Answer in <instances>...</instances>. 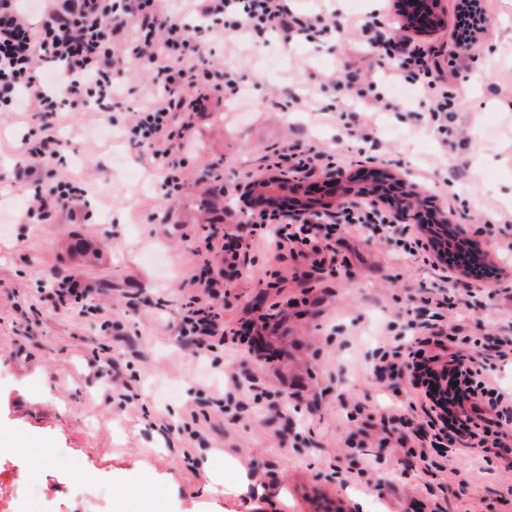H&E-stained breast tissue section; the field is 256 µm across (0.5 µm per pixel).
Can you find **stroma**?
<instances>
[{"label": "stroma", "mask_w": 512, "mask_h": 512, "mask_svg": "<svg viewBox=\"0 0 512 512\" xmlns=\"http://www.w3.org/2000/svg\"><path fill=\"white\" fill-rule=\"evenodd\" d=\"M298 15L403 19L395 0H286ZM489 33L456 61L448 90L453 147L424 119L419 99H394L376 66L370 32H342L284 46L271 35L211 38L215 75L238 81L214 96L170 159L182 186L128 132L145 107L152 71L125 64L123 107L75 112L56 168L89 190L90 206L46 221L29 216L12 185L24 174L20 145L35 123L0 112V512H83L79 493L98 485L93 512H248L244 500L207 493L206 457L229 451L287 504L262 512H512V470L494 456L454 451L423 463L382 428L360 433L354 406L377 409L413 396L374 373L379 338L428 319L427 291L447 296L442 323L468 352L496 360L512 339V0H491ZM369 87L354 105L342 84ZM309 97L313 107L297 99ZM317 144L337 169L368 166L408 179L426 208L456 207L455 224L503 276L475 296L454 272L398 252L364 229L342 230L331 250L277 252L254 243L224 274V325L257 323L256 342L198 355L178 334L182 283L199 238L251 219L243 200L274 146ZM71 275L115 323L105 333L79 304L57 305L41 287ZM110 355L111 367L99 356ZM256 378L263 395L224 396L222 375ZM200 414L189 422V412ZM79 458L70 471L61 455Z\"/></svg>", "instance_id": "stroma-1"}]
</instances>
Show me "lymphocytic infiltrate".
<instances>
[{
  "label": "lymphocytic infiltrate",
  "mask_w": 512,
  "mask_h": 512,
  "mask_svg": "<svg viewBox=\"0 0 512 512\" xmlns=\"http://www.w3.org/2000/svg\"><path fill=\"white\" fill-rule=\"evenodd\" d=\"M204 10L216 27L227 25L245 34L275 32L288 43L308 37L313 29L328 28L323 15L295 16L284 0H206ZM487 22L483 0H455L453 58L473 50L487 33ZM204 37V31L190 30L181 15L165 12L158 0H44L37 28L17 0H0V112H31L40 118L38 136L26 140L25 154L33 168L50 174L63 147L58 136L63 117L119 106L125 88L113 76L125 60L141 61L151 67L157 91L138 113L132 132L151 149L155 165L165 174L166 191H177L181 179L170 155L189 128L184 114L204 110L211 94L232 97L240 91L236 80L215 81L201 52ZM374 49L378 69L419 77L431 121L446 118L454 102L435 51L396 33L377 38ZM15 193L33 201L39 216L48 219L61 211L76 212L85 190L72 180L50 176L46 181L19 180ZM343 223L373 229L410 256L429 252L428 245L398 231L391 217L375 206L352 202L341 215L328 213L319 219L304 215L282 223L276 214H259L249 224L248 238L293 252L331 241ZM241 247L237 239L209 235L194 250L180 301V334L198 349L208 351L228 340L240 345L251 341V321L242 322L238 330H225L218 308L224 280L212 263L216 253L236 261ZM382 344L375 371L406 380L419 412L408 418L395 405L377 409L381 425L410 439L423 461L450 446L512 461L506 442L512 432V393L497 386L493 365L475 361L438 323L415 326L399 342L383 337Z\"/></svg>",
  "instance_id": "f902f5d3"
}]
</instances>
